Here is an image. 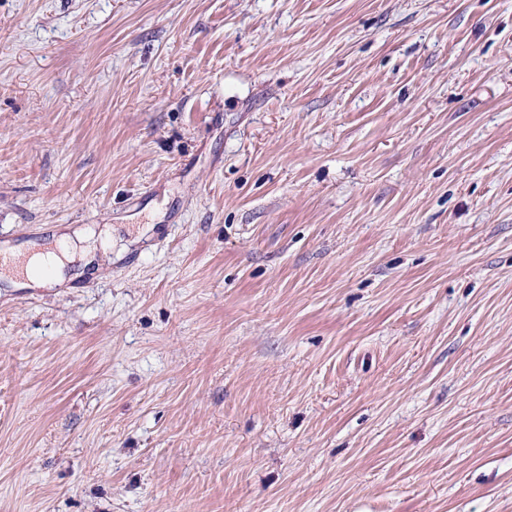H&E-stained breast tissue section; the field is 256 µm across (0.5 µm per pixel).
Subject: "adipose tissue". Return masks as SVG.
Listing matches in <instances>:
<instances>
[{
  "mask_svg": "<svg viewBox=\"0 0 512 512\" xmlns=\"http://www.w3.org/2000/svg\"><path fill=\"white\" fill-rule=\"evenodd\" d=\"M88 243L69 247L58 255L52 243L40 245H11L0 247V278L14 288H55L67 279L79 278L91 271L96 262L95 240L111 241L110 231L87 233Z\"/></svg>",
  "mask_w": 512,
  "mask_h": 512,
  "instance_id": "ef3b65f1",
  "label": "adipose tissue"
}]
</instances>
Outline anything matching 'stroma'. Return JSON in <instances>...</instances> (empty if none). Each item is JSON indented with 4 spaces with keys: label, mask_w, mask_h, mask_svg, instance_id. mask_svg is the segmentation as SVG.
<instances>
[{
    "label": "stroma",
    "mask_w": 512,
    "mask_h": 512,
    "mask_svg": "<svg viewBox=\"0 0 512 512\" xmlns=\"http://www.w3.org/2000/svg\"><path fill=\"white\" fill-rule=\"evenodd\" d=\"M0 512H512V0H0ZM96 236L94 231L88 232L85 238L88 244L81 248L77 245L69 247L63 259L53 250L51 242L29 246L4 243L0 250L2 278L12 288H55L83 276L88 271L93 273ZM90 241L93 242L89 243ZM66 264L74 265L67 267ZM45 266L52 270L51 275L41 272V268ZM65 269L72 270L67 277L64 275Z\"/></svg>",
    "instance_id": "stroma-1"
}]
</instances>
